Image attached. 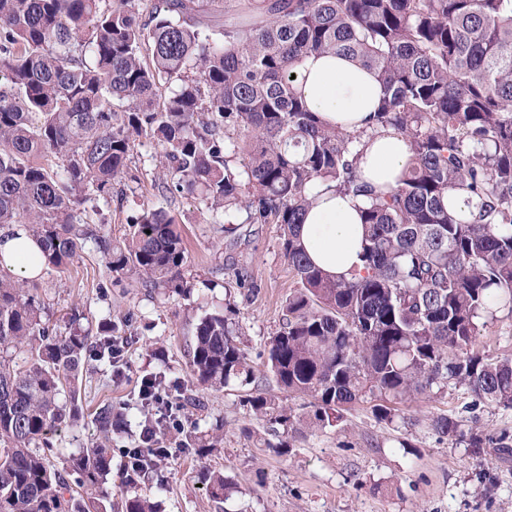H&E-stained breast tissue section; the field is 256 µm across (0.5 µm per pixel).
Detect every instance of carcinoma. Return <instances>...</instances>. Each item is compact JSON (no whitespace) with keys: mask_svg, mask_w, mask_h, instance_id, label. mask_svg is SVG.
Here are the masks:
<instances>
[{"mask_svg":"<svg viewBox=\"0 0 512 512\" xmlns=\"http://www.w3.org/2000/svg\"><path fill=\"white\" fill-rule=\"evenodd\" d=\"M0 0V239L16 224L45 265L64 271L93 241L110 273L145 288L190 289L177 222L146 206L112 239L86 204L122 201L134 142L161 147L165 191L195 195L224 217L226 248L277 224L298 287L267 343V366L289 393L309 396L323 428L373 395L393 399L441 382L478 402L512 407V356L475 350L488 320L512 315V0ZM212 15L221 39L208 33ZM341 55L375 72L384 96L369 132L404 136L397 187L359 174L363 133L324 122L294 87L296 64ZM176 84L166 96L162 88ZM318 183L367 200L363 269L335 279L299 237ZM461 189L476 200L447 204ZM39 280L0 267V512H105L112 449L94 442L58 468L49 435L83 417L85 359L112 358L102 335L62 332L46 317ZM226 311L196 323L188 357L197 383L251 386L245 403L284 428L288 409L255 385ZM108 404L96 413L112 440ZM186 448L213 447L188 431ZM215 499L224 475L201 471ZM125 512H156L141 496Z\"/></svg>","mask_w":512,"mask_h":512,"instance_id":"obj_1","label":"carcinoma"}]
</instances>
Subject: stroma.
Segmentation results:
<instances>
[{
    "label": "stroma",
    "mask_w": 512,
    "mask_h": 512,
    "mask_svg": "<svg viewBox=\"0 0 512 512\" xmlns=\"http://www.w3.org/2000/svg\"><path fill=\"white\" fill-rule=\"evenodd\" d=\"M159 153L155 144L136 142L123 202H98L86 219L118 237L143 205L174 214L186 242L184 276L190 291L111 283L91 244L67 270H49L42 278L50 318L76 304L95 319L110 320L114 336L128 339L120 366L86 364L78 381L84 417L55 436L59 458L95 441V411L123 404L131 428L112 436L117 450L112 462L120 464L119 451L131 446L140 419L138 383L148 373L179 383L183 394L198 400L189 421L213 444L206 457L184 451L153 478L131 486L113 474L106 484L107 507L123 512L132 491L151 496L158 512H512V452L503 455L491 446L492 440L512 437V408L474 404L465 387L439 384L395 401L397 414L390 420L376 418L367 402L352 406L335 427H320L306 417L289 429V450L278 456L260 445L274 426L244 406L246 387L233 382L214 391L197 384L187 363L194 325L203 313L229 301L257 383L280 406L300 410L301 399L277 386L265 355L296 280L278 225H259L247 245L227 253L223 225L212 222L196 197L163 191L166 172ZM240 274L258 284L257 294L236 287ZM440 415L458 421L457 435L435 431L433 421ZM475 434L487 439V446L471 447ZM204 466L232 479L235 492L212 499L201 485Z\"/></svg>",
    "instance_id": "1"
}]
</instances>
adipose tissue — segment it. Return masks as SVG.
<instances>
[{"label":"adipose tissue","mask_w":512,"mask_h":512,"mask_svg":"<svg viewBox=\"0 0 512 512\" xmlns=\"http://www.w3.org/2000/svg\"><path fill=\"white\" fill-rule=\"evenodd\" d=\"M295 71L308 108L350 132L365 129L383 96L371 71L342 56H310ZM359 150V169L366 182L382 191L397 186L409 156L402 135L388 130L363 138ZM363 208L361 199L333 190L315 198L300 237L311 260L325 272L348 277L362 269ZM14 232L0 244V257L22 278L41 276L44 265L37 243L22 225H15Z\"/></svg>","instance_id":"adipose-tissue-1"}]
</instances>
